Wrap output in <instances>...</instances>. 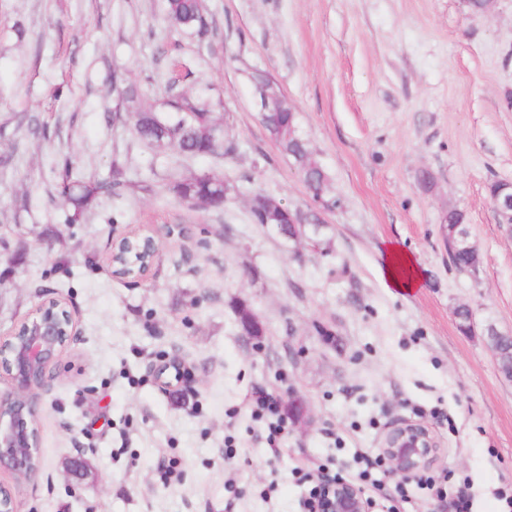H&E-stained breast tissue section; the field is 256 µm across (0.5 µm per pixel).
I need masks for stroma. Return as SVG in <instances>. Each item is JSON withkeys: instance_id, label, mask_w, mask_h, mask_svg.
Instances as JSON below:
<instances>
[{"instance_id": "35a3bbf8", "label": "stroma", "mask_w": 512, "mask_h": 512, "mask_svg": "<svg viewBox=\"0 0 512 512\" xmlns=\"http://www.w3.org/2000/svg\"><path fill=\"white\" fill-rule=\"evenodd\" d=\"M206 34L178 33L164 0H0V341L49 297L76 336L37 397L43 467L11 488L17 512H302L299 469L352 471L401 419L429 424L434 474L468 482L471 512H500L512 487V381L482 336L512 332V232L489 186L512 181V0H203ZM187 80L169 84L173 67ZM269 74L328 171L335 208L315 202L259 120L251 81ZM150 107L207 89L234 154L178 157L136 139L120 98ZM67 223L64 176L111 180ZM224 178L220 210L176 198L200 171ZM263 190L317 212L333 251L293 245L253 223ZM459 209L480 256L452 264L443 234ZM162 239L147 279L113 277V238ZM396 245L419 286L389 288ZM249 307L261 342L240 333ZM470 309L461 332L455 310ZM181 363L163 387L156 368ZM287 403L280 453L248 405ZM84 459L82 475L68 465Z\"/></svg>"}]
</instances>
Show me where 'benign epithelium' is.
Segmentation results:
<instances>
[{"mask_svg":"<svg viewBox=\"0 0 512 512\" xmlns=\"http://www.w3.org/2000/svg\"><path fill=\"white\" fill-rule=\"evenodd\" d=\"M256 104L262 112L277 110L279 98L260 87ZM500 215L512 214V183L500 182L492 198ZM160 242L143 239L138 254H149L142 278H147L159 255ZM75 336L74 319L66 305L47 299L22 321L10 338L0 343V372L11 381V390L0 392V471L16 481H26L41 468L37 453L38 429L36 388H44L47 373L70 347ZM379 453L392 475L409 479L429 470L439 459L441 446L432 429L419 420H403L387 429ZM315 512H370L371 504L352 482L340 478L327 482L320 491Z\"/></svg>","mask_w":512,"mask_h":512,"instance_id":"7a95c632","label":"benign epithelium"}]
</instances>
